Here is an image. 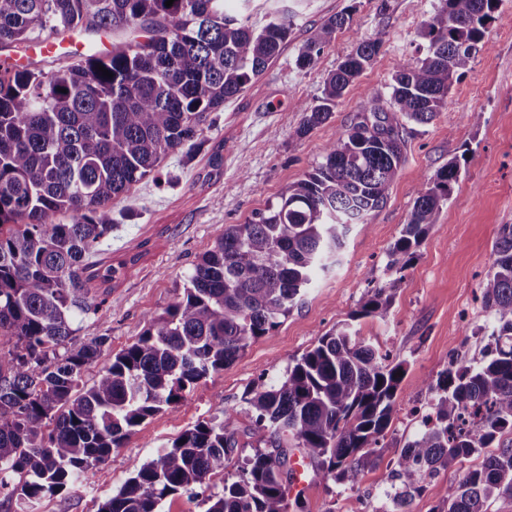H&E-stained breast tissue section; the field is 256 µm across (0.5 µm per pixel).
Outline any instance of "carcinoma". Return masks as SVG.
Masks as SVG:
<instances>
[{
  "mask_svg": "<svg viewBox=\"0 0 512 512\" xmlns=\"http://www.w3.org/2000/svg\"><path fill=\"white\" fill-rule=\"evenodd\" d=\"M0 0V50L75 31L110 30L112 51L59 59L48 72L30 61L0 65V491L30 512L106 461L136 427L177 408L203 378L232 363L288 315L319 273L339 261L350 225L383 204L403 160V121L428 124L454 81L485 47L499 0H438L419 32L423 58L398 63L389 97L367 96L359 120L324 149L305 178L242 224H226L194 262L182 296L145 316L140 337L110 358L104 338L77 345L75 321L102 306L88 283L112 278L88 258L112 232V202L164 157L205 144L212 112L244 91L288 41L293 15L278 10L256 29L227 0ZM350 16L340 12L311 36L297 65L313 64ZM383 33L362 38L325 81L300 134L328 121L371 63ZM104 67L113 77L102 76ZM460 175L457 160L418 187L391 265L406 268ZM483 303L495 327L491 358L449 370L402 448L393 512H408L423 476L480 457L434 512H488L512 498V225L501 227ZM390 288H374L351 315L385 318ZM351 324L289 360L282 377L251 388L253 456L205 512H302L288 500L290 449L317 473L356 483L391 422L403 364ZM98 367L92 383L83 381ZM221 422L199 421L141 465L98 512H160L161 502L209 486L239 448Z\"/></svg>",
  "mask_w": 512,
  "mask_h": 512,
  "instance_id": "cac0c4a2",
  "label": "carcinoma"
}]
</instances>
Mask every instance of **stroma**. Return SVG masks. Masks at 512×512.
Here are the masks:
<instances>
[{
  "label": "stroma",
  "instance_id": "obj_1",
  "mask_svg": "<svg viewBox=\"0 0 512 512\" xmlns=\"http://www.w3.org/2000/svg\"><path fill=\"white\" fill-rule=\"evenodd\" d=\"M437 0H252L251 21L263 26L277 9L296 13L280 55L237 97L227 100L205 130L206 143L185 156L169 153L162 178H146L114 202L112 234L92 256L97 264L122 263L111 283L91 282L106 303L79 324L77 341L106 337L113 355L134 343L145 328V313H162L183 292L194 261L213 247L225 225L244 223L254 211L277 200L321 161L326 145L354 122L368 93L387 94L400 59L419 57L422 25ZM348 13L350 22L306 69L296 59L329 17ZM386 34L372 64L339 100L332 117L298 136L304 107L322 94L327 76L356 46L376 31ZM485 49L456 80L445 107L426 125L404 123V160L386 202L365 222L353 225L340 262L297 301L269 335L253 341L224 370L210 374L183 405L149 417L113 449L109 459L60 495L39 501L33 512H97L125 480L195 422L234 415L239 450L225 475L235 474L254 449L248 431L252 413L244 401L260 375L285 373L291 357L311 349L325 333L350 321L370 289H394L386 319L355 321L405 374L392 422L373 466L355 486L310 475L302 491L304 512H390L391 475L401 448L420 427L437 398L419 388L450 366H477L489 357L494 322L483 306L482 284L502 225H512V0H501L485 33ZM481 115L479 124L467 115ZM458 159L460 176L437 222L404 270L389 268V250L407 223L420 183ZM468 469L456 463L426 477L410 512H433ZM211 481L221 490L224 477Z\"/></svg>",
  "mask_w": 512,
  "mask_h": 512
}]
</instances>
